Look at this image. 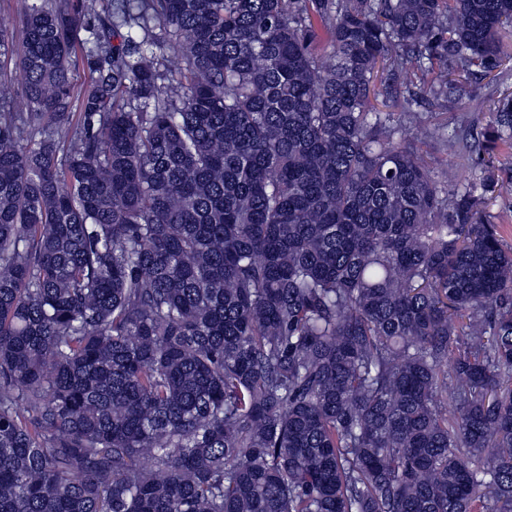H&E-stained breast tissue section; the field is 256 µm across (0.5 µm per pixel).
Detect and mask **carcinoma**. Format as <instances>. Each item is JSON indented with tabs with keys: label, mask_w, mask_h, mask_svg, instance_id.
I'll return each mask as SVG.
<instances>
[{
	"label": "carcinoma",
	"mask_w": 512,
	"mask_h": 512,
	"mask_svg": "<svg viewBox=\"0 0 512 512\" xmlns=\"http://www.w3.org/2000/svg\"><path fill=\"white\" fill-rule=\"evenodd\" d=\"M21 4L0 512H512L507 185L453 122L512 0ZM408 65L456 189L374 104ZM489 210L505 244L512 247V194L498 197Z\"/></svg>",
	"instance_id": "1"
}]
</instances>
